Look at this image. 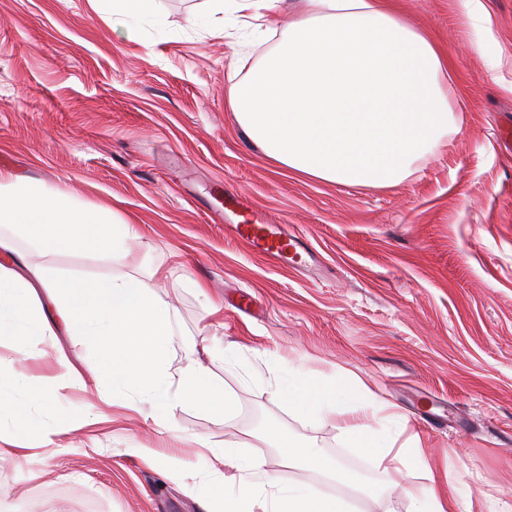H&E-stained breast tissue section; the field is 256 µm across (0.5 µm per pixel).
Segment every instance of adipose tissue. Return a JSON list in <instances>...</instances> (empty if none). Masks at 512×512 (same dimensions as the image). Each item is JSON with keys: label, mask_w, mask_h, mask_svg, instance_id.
Instances as JSON below:
<instances>
[{"label": "adipose tissue", "mask_w": 512, "mask_h": 512, "mask_svg": "<svg viewBox=\"0 0 512 512\" xmlns=\"http://www.w3.org/2000/svg\"><path fill=\"white\" fill-rule=\"evenodd\" d=\"M153 2L93 0V7L128 27L145 16L164 26ZM268 25L280 33L277 49L231 86L229 102L278 165L328 184L391 187L447 136L464 93L452 55L403 15L398 0H301ZM133 237L131 219L110 206L81 204L63 187L0 171V335L15 354L13 365L0 366V441L62 448L66 436L107 420L116 404L171 434L176 410L192 402L233 421L235 401L207 377L195 342L175 339L174 307L135 280L99 283L50 262L89 246L115 258ZM35 255L45 264H30ZM67 339L79 345L76 355ZM38 346L52 351L56 374L21 376L19 365ZM273 383L302 417L343 420L348 465L292 442L289 460L345 483L356 480L354 462L379 471L394 428L368 421V393L310 392L288 367ZM71 389L86 393L85 413H69ZM197 456L206 486L227 484L232 468L241 485L274 487L269 512H343L306 483H278L262 460L238 449L202 442Z\"/></svg>", "instance_id": "adipose-tissue-1"}]
</instances>
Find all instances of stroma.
I'll use <instances>...</instances> for the list:
<instances>
[{
    "label": "stroma",
    "mask_w": 512,
    "mask_h": 512,
    "mask_svg": "<svg viewBox=\"0 0 512 512\" xmlns=\"http://www.w3.org/2000/svg\"><path fill=\"white\" fill-rule=\"evenodd\" d=\"M164 28L127 33L91 0H0V170L68 189L131 218L138 236L108 260L64 253L58 265L106 281L139 276L181 316L212 379L237 410L232 424L186 405L181 440L123 407L72 447L0 443V493L23 512H202L189 492L194 441L233 445L263 459L278 482L357 486L289 463L268 436L342 461L339 419L297 417L266 380L300 368L305 384L336 391L360 382L378 417L408 419L386 465V489L361 512H418L432 480H450L458 512H512V0H400L402 11L447 45L466 90L457 125L416 160L398 186H337L275 165L228 102L232 63L262 61L278 37L232 17L191 26L205 0H155ZM230 184L269 220L304 236L314 272L268 259L222 222ZM191 277L199 289L173 287ZM224 306L206 313L208 301ZM241 347L225 365L224 346ZM421 439L420 452L410 447ZM181 458L187 479L162 476L129 448Z\"/></svg>",
    "instance_id": "stroma-1"
}]
</instances>
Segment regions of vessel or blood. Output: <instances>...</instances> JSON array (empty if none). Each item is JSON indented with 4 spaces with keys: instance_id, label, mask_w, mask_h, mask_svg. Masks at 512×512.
<instances>
[{
    "instance_id": "obj_1",
    "label": "vessel or blood",
    "mask_w": 512,
    "mask_h": 512,
    "mask_svg": "<svg viewBox=\"0 0 512 512\" xmlns=\"http://www.w3.org/2000/svg\"><path fill=\"white\" fill-rule=\"evenodd\" d=\"M224 208L237 217L234 229L239 238L270 259L289 260L299 265L310 255L311 249L301 237L279 225L263 223L233 191H225Z\"/></svg>"
}]
</instances>
